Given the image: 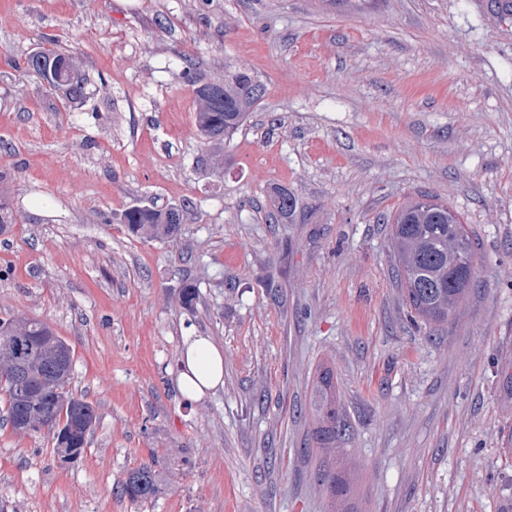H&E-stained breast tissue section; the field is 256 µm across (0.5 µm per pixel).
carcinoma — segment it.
<instances>
[{
    "instance_id": "1",
    "label": "carcinoma",
    "mask_w": 512,
    "mask_h": 512,
    "mask_svg": "<svg viewBox=\"0 0 512 512\" xmlns=\"http://www.w3.org/2000/svg\"><path fill=\"white\" fill-rule=\"evenodd\" d=\"M30 70L70 101L84 95V80L71 57L37 50L27 60ZM198 109L195 124L202 137L215 143L231 139L264 95V87L244 71L227 75L222 82L200 83L195 89ZM273 218L291 216L295 200L286 189L277 191ZM133 235L174 238L181 229L183 208L165 211L133 206L125 215ZM395 260V276L406 305L414 317L439 327L448 323L468 298L475 277L476 245L461 214L444 202L422 196L403 205L387 218ZM73 354L44 321L0 319V369L20 365L28 375L27 395L10 377L0 374V390L8 396L7 419L11 427L25 420L30 430L46 429L64 462H74L85 451L86 438L96 423L93 406L67 389ZM313 447L336 463L328 474V490L349 512L353 480L358 471L355 449L346 447L348 425L330 368L318 367L312 383ZM161 489L156 464L129 471L120 484L121 495L134 503L151 500Z\"/></svg>"
}]
</instances>
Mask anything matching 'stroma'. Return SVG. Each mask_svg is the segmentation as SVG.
Returning <instances> with one entry per match:
<instances>
[{
  "label": "stroma",
  "mask_w": 512,
  "mask_h": 512,
  "mask_svg": "<svg viewBox=\"0 0 512 512\" xmlns=\"http://www.w3.org/2000/svg\"><path fill=\"white\" fill-rule=\"evenodd\" d=\"M43 49L72 56L83 99L26 67ZM238 69L266 92L216 145L195 83ZM281 189L296 209L272 224ZM419 196L463 215L479 257L437 329L411 317L385 223ZM0 201V318L48 323L97 415L72 463L0 422L8 512H328L323 362L360 512H512V16L493 0H0ZM142 205L185 207L179 235H131ZM191 334L222 348L224 386L189 402ZM151 461L160 493L121 496ZM311 415L314 421L313 447L319 454L335 461L336 473H328V490L336 502L341 504L336 511L349 512L353 497V480L358 471V457L354 448H345L349 438L339 393L330 368L323 364L318 367L312 383Z\"/></svg>",
  "instance_id": "obj_1"
}]
</instances>
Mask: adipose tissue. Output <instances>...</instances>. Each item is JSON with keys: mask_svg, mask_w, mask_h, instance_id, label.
I'll use <instances>...</instances> for the list:
<instances>
[{"mask_svg": "<svg viewBox=\"0 0 512 512\" xmlns=\"http://www.w3.org/2000/svg\"><path fill=\"white\" fill-rule=\"evenodd\" d=\"M180 364L176 386L186 400H200L223 387L224 353L208 337H186Z\"/></svg>", "mask_w": 512, "mask_h": 512, "instance_id": "ef3b65f1", "label": "adipose tissue"}]
</instances>
